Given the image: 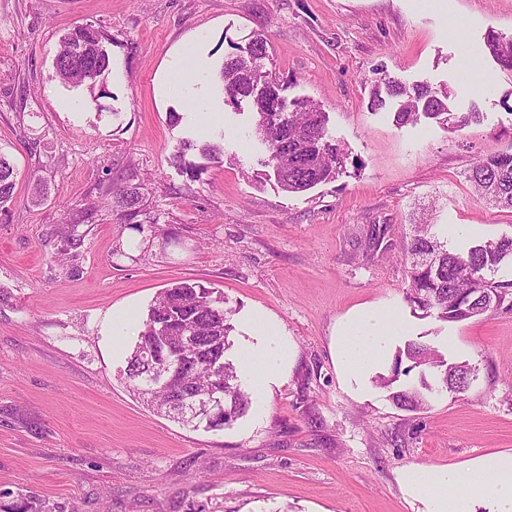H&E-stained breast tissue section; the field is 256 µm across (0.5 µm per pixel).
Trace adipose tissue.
Listing matches in <instances>:
<instances>
[{"instance_id":"1","label":"adipose tissue","mask_w":512,"mask_h":512,"mask_svg":"<svg viewBox=\"0 0 512 512\" xmlns=\"http://www.w3.org/2000/svg\"><path fill=\"white\" fill-rule=\"evenodd\" d=\"M394 317L385 310H363L343 322L336 338V365L349 385L362 390L367 378L388 356L396 342ZM293 352L276 333L249 346L241 370L255 393L283 378ZM401 482L427 512H512V451L489 454L452 466L404 469Z\"/></svg>"}]
</instances>
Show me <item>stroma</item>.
I'll return each instance as SVG.
<instances>
[{
	"label": "stroma",
	"mask_w": 512,
	"mask_h": 512,
	"mask_svg": "<svg viewBox=\"0 0 512 512\" xmlns=\"http://www.w3.org/2000/svg\"><path fill=\"white\" fill-rule=\"evenodd\" d=\"M108 35L96 88L69 87L53 62L62 35ZM512 35V0H0V150L15 168L0 211V510L33 499L56 512H423L403 489L411 466H448L512 450V295L463 322L414 316L401 237L413 210L457 228L464 249L512 237V212L480 201L467 171L512 144V72L489 32ZM287 77L289 97L317 102L348 174L300 194L256 182L266 155L248 104L225 103L217 79L232 45L254 34ZM206 68L199 105L164 90L178 53ZM449 86L455 112L479 122L399 127L395 102L370 107L381 74ZM214 111L190 122L191 109ZM204 164L198 179L172 166ZM224 148L223 163L197 147ZM116 186L142 193L122 218ZM387 225L390 247L374 246ZM77 249L60 255L66 235ZM185 281L223 292L235 311L230 359L261 314L295 356L287 377L253 396L220 431L154 414L134 395L126 359L148 305ZM399 313L475 369L468 390L399 408L390 389L361 398L333 356L340 324L365 307ZM132 324L103 330L113 312Z\"/></svg>",
	"instance_id": "stroma-1"
}]
</instances>
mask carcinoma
I'll list each match as a JSON object with an SVG mask.
<instances>
[{
    "instance_id": "cac0c4a2",
    "label": "carcinoma",
    "mask_w": 512,
    "mask_h": 512,
    "mask_svg": "<svg viewBox=\"0 0 512 512\" xmlns=\"http://www.w3.org/2000/svg\"><path fill=\"white\" fill-rule=\"evenodd\" d=\"M103 33L91 25L72 29L61 40L55 57L57 77L65 85L96 86L109 69L110 57ZM490 52L500 65L512 71V37L491 32L487 37ZM269 57L267 40L256 35L251 40L248 56L230 53L219 70L225 102L237 105L249 99L255 116L253 136L264 145L267 160L278 188L285 193H301L319 184L331 182L346 173V154L340 145L327 139L328 115L308 99L288 100V82L273 72L262 71L261 61ZM384 90H376L371 108L386 106V99L397 101L394 120L398 126L416 122L425 116L445 128L462 129L478 121V112H452L448 108V91L434 90L428 84L408 87L392 77L381 79ZM184 145L173 156L174 164L191 177L202 169L185 161ZM481 200L512 210V145L484 157L467 172ZM14 167L0 152V210L13 201ZM141 197L134 187L112 191V210L132 216L138 213ZM402 256L408 288L405 301L421 318L436 317L444 322H459L498 307L506 298L512 283L495 284L487 280L508 257H512V238L486 241L465 251L448 248V230H435V225L420 222L410 225L403 235ZM233 311L224 307L223 296L211 288L177 283L162 290L150 304L143 321L138 343L127 360L126 376L133 391L158 413L166 412L168 389L186 385L207 389L217 383L224 389V420L202 425L205 431L222 430L244 416L251 404L250 394L243 388L237 367L226 358L231 347L229 337L234 330ZM170 336L169 346L178 351L177 336L197 337L196 350L186 354V369L169 388L150 389V383L137 375L138 352L157 334ZM405 357L417 366L439 370L442 387L456 393L469 388L472 368L450 363L436 347L417 341L405 345ZM422 388L404 387L394 393V402L415 410L424 402Z\"/></svg>"
}]
</instances>
